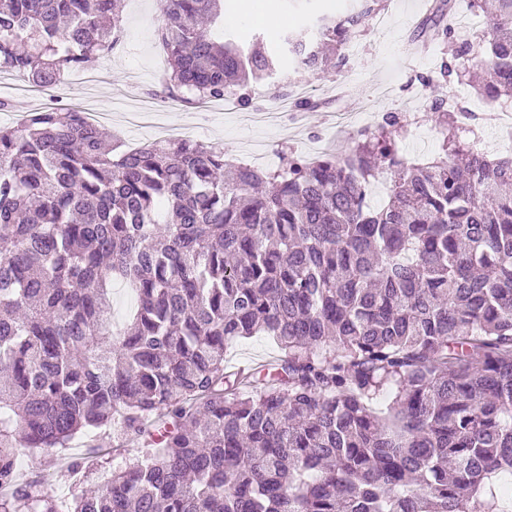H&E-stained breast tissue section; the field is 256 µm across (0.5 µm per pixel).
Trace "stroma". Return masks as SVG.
I'll return each mask as SVG.
<instances>
[{
    "label": "stroma",
    "instance_id": "1",
    "mask_svg": "<svg viewBox=\"0 0 512 512\" xmlns=\"http://www.w3.org/2000/svg\"><path fill=\"white\" fill-rule=\"evenodd\" d=\"M354 0H276L274 22L224 11L223 26L248 39L270 41L279 34L312 27L319 17L342 13ZM383 30L366 28L354 37L356 52L335 69L314 75L298 67L287 49L279 51L278 72L273 78L252 83L250 107L228 111L223 101L198 104L171 94L163 82L167 56L159 42L161 16L157 0H124L122 34L112 51L93 56L48 90L33 88L20 74L0 72V126H15L29 113L49 107L69 108L98 116L108 114L102 131L132 148L162 138L164 129H178L181 138L223 147L236 161L263 169L273 168L271 153L293 151L314 156L337 151L357 136L356 124H370L374 115L399 112L408 131L398 138L400 154L410 162L438 155L441 135L427 116L428 101L441 98L480 114L512 109V98L486 104L471 85L481 69L466 61L460 77L438 83L440 66L448 46L432 42L428 57L408 59L405 43L425 34L426 9L422 0H385ZM433 77L430 89H422L420 76ZM311 99L318 107L301 111L297 99ZM278 107L287 115L282 122L247 124V111ZM279 347L266 336H253L229 346L227 367L251 368L273 360ZM137 442L111 430L74 440L61 460L50 461L28 450L19 457L21 477L43 476L59 501L95 490L112 472L142 455ZM80 460L84 476L73 481L60 474L62 462Z\"/></svg>",
    "mask_w": 512,
    "mask_h": 512
}]
</instances>
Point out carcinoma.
Wrapping results in <instances>:
<instances>
[{"label":"carcinoma","instance_id":"obj_1","mask_svg":"<svg viewBox=\"0 0 512 512\" xmlns=\"http://www.w3.org/2000/svg\"><path fill=\"white\" fill-rule=\"evenodd\" d=\"M165 84L222 100L277 71L273 46L216 26L224 0H158ZM486 15L480 94L512 96V0ZM382 0L283 38L331 66ZM117 0H0V70L60 82L121 34ZM456 45L441 75L461 73ZM438 156L398 153L402 116L342 155L276 169L159 140L116 151L79 112L0 127V512H507L512 483V157L457 140L430 105ZM389 176L386 203L368 201ZM136 308L112 321V282ZM271 337L267 372H224ZM381 396L383 409L374 407ZM109 427L147 448L58 503L19 481ZM280 354L279 347L269 337L253 336L229 346L224 357V366L231 369L256 367Z\"/></svg>","mask_w":512,"mask_h":512}]
</instances>
